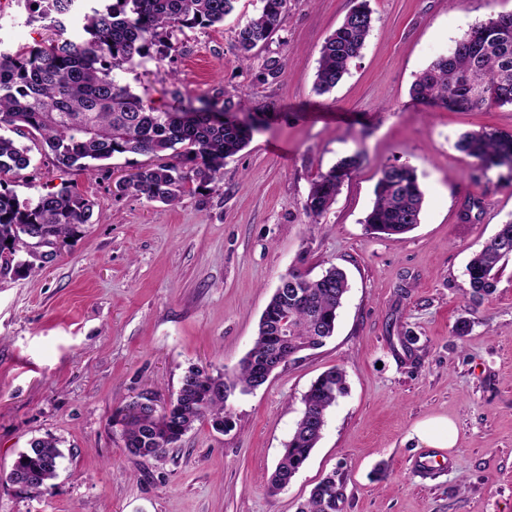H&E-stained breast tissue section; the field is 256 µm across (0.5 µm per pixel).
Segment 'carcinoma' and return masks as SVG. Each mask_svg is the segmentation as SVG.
<instances>
[{
	"instance_id": "obj_1",
	"label": "carcinoma",
	"mask_w": 512,
	"mask_h": 512,
	"mask_svg": "<svg viewBox=\"0 0 512 512\" xmlns=\"http://www.w3.org/2000/svg\"><path fill=\"white\" fill-rule=\"evenodd\" d=\"M32 21L61 23L79 0H17ZM80 15L82 36L53 39L14 52L0 50V176L18 175L31 165V148L15 134L40 136L45 152L59 168L93 172L101 162L127 154L153 161L115 182V195L133 194L150 202L178 203L190 185L216 183L224 161L250 139L224 120L227 103L210 100L189 112H171L133 94L119 74L149 57H172L176 31L224 22L237 0H93ZM257 13L235 33L242 54L272 42L288 0H259ZM375 18L369 0H356L320 50L314 90L333 91L361 56ZM412 100L446 108L479 109L512 105V13L491 14L476 22L452 51L433 61L412 84ZM456 147L483 169L512 168V134L482 129L463 134ZM363 163L355 153L338 160L312 182L303 210L317 224L336 202L346 180ZM365 218L367 231L403 235L420 223L424 203L416 170L409 164H384ZM93 203L67 188L21 200L0 185V257L9 254L3 272L31 273L33 264L15 261L27 248L24 228L63 242L89 223ZM512 258V221L501 224L467 265L469 294L475 301L492 295L500 265ZM294 284L275 290L258 324L252 348L237 369L212 373L191 366L182 376L176 399L166 410L135 401L121 411V435L137 457H160L207 420L222 431L229 423L228 391L247 394L259 385L257 364H276L280 337L295 346L316 349L334 336L338 311L348 292L346 273L335 265L311 278L288 271ZM346 394V373L331 368L303 395V409L270 479L280 491L304 466L322 438L327 415ZM62 453L54 438H38L19 453L6 475L21 491L36 493L58 471ZM343 485L336 474L324 477L299 512H336Z\"/></svg>"
}]
</instances>
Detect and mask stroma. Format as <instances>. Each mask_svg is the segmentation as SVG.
I'll return each mask as SVG.
<instances>
[{"instance_id":"stroma-1","label":"stroma","mask_w":512,"mask_h":512,"mask_svg":"<svg viewBox=\"0 0 512 512\" xmlns=\"http://www.w3.org/2000/svg\"><path fill=\"white\" fill-rule=\"evenodd\" d=\"M354 0H288L268 50L234 48L256 13L238 0L223 24L176 33L174 63L144 60L122 80L175 110L229 101L260 118L218 183L168 206L114 195L150 161L112 160L106 174L56 167L40 150L6 182L19 199L69 188L94 201L90 224L26 277L0 275V512H298L318 481L344 484L336 512H512V261L478 306L467 264L512 220V171L480 169L457 150L483 128L512 133V106L480 110L412 101L416 76L475 22L512 0H370L375 27L335 90H313L319 51ZM76 34L0 7V50ZM286 66L261 81L267 56ZM180 88L181 99L169 91ZM365 161L320 223L302 211L312 181L340 158ZM409 163L424 191L421 222L400 236L368 233L380 165ZM342 267L350 289L336 334L227 401L224 431L196 424L158 458L127 452L118 413L176 396L189 366L232 371L251 348L280 279L296 267ZM472 326L461 336V317ZM413 336L403 348L402 336ZM347 393L310 459L285 489L269 478L298 420L302 397L328 368ZM451 420V461L424 474L415 426ZM53 437L58 475L37 496L6 479L32 439Z\"/></svg>"}]
</instances>
